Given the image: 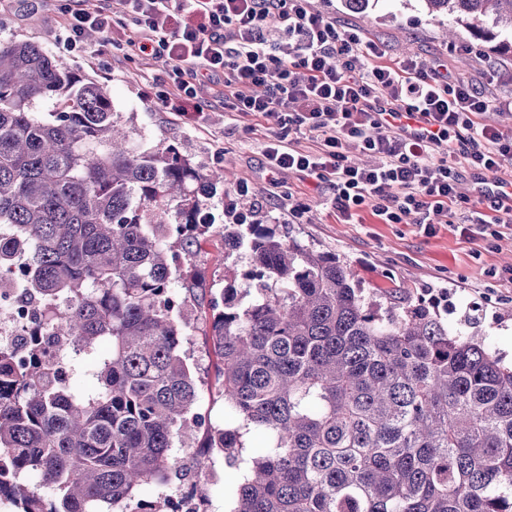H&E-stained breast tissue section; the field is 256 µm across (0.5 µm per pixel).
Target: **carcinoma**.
<instances>
[{
	"label": "carcinoma",
	"mask_w": 512,
	"mask_h": 512,
	"mask_svg": "<svg viewBox=\"0 0 512 512\" xmlns=\"http://www.w3.org/2000/svg\"><path fill=\"white\" fill-rule=\"evenodd\" d=\"M512 53V0H424ZM224 171L134 141L108 88L0 39V257L37 306L0 341V500L141 512L183 475L174 443L247 471L231 512H512V363L414 290L365 288L336 254L205 214ZM209 236L247 260L209 291L224 423L184 350ZM263 444L243 458L247 436Z\"/></svg>",
	"instance_id": "cac0c4a2"
}]
</instances>
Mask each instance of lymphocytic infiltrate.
<instances>
[{"label":"lymphocytic infiltrate","instance_id":"f902f5d3","mask_svg":"<svg viewBox=\"0 0 512 512\" xmlns=\"http://www.w3.org/2000/svg\"><path fill=\"white\" fill-rule=\"evenodd\" d=\"M67 51L84 33L133 25L130 47L165 59L167 84L148 100L155 110L203 120L193 80L219 82L233 116L271 122L266 170L313 175L336 190L339 222L371 206L385 224H416L425 232L452 223L461 202L459 170L489 174L512 164V134L487 123L511 112L512 96L495 97L418 56L385 64L384 45L363 39L312 11L309 0H68ZM287 38L288 52L276 45ZM420 118L425 133L408 132ZM377 156L357 164L353 153ZM493 217L476 213L466 232L500 238L512 225V193H486Z\"/></svg>","mask_w":512,"mask_h":512}]
</instances>
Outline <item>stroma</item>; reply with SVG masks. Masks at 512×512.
<instances>
[{
	"mask_svg": "<svg viewBox=\"0 0 512 512\" xmlns=\"http://www.w3.org/2000/svg\"><path fill=\"white\" fill-rule=\"evenodd\" d=\"M310 4L337 23L384 43L389 59L419 55L443 63L449 76L468 79L488 93H512V53L491 52L488 43L475 39L468 29L453 26L448 17L429 14L422 0H378L365 14L350 12L344 0ZM64 22L59 0H13L11 7L0 10V38L30 40L88 79L108 86L113 110L134 128L136 139L177 143L195 165L224 169L225 196L248 185L240 202L256 222L280 236L336 253L366 287L403 283L429 289L446 301L450 322L475 317L476 328L491 349L512 361V230L494 241L467 238L453 225L439 224L429 235L415 224L381 223L368 210L361 211L358 223H337L336 192L330 183L285 172L277 186H269L264 168L269 129L245 118L229 119L217 98L218 85H197L198 102L206 113L203 125L156 111L144 93L162 86L166 64L155 56L128 51L126 42L135 37V27L101 32L98 41L71 53L58 42ZM228 268L241 271L245 265L225 258L221 239L203 242L197 270L207 285L223 287ZM190 353L201 392L197 410L211 422H223L224 400L216 390L219 359L203 331L192 336ZM244 475V466L230 467L223 458H214L200 479L209 498L208 512H226V494Z\"/></svg>",
	"mask_w": 512,
	"mask_h": 512,
	"instance_id": "1",
	"label": "stroma"
}]
</instances>
